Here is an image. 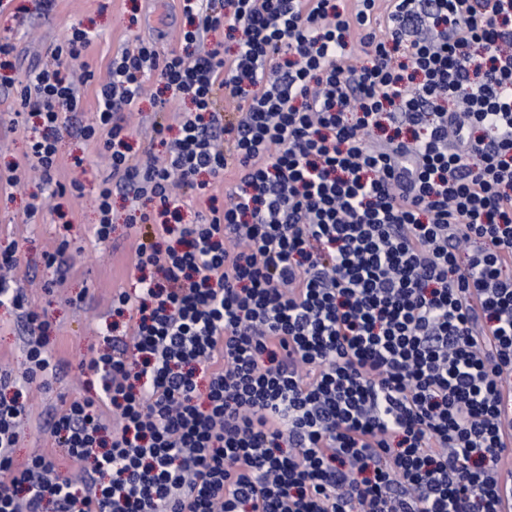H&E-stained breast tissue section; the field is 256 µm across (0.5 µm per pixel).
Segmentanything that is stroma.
I'll use <instances>...</instances> for the list:
<instances>
[{"instance_id": "35a3bbf8", "label": "stroma", "mask_w": 512, "mask_h": 512, "mask_svg": "<svg viewBox=\"0 0 512 512\" xmlns=\"http://www.w3.org/2000/svg\"><path fill=\"white\" fill-rule=\"evenodd\" d=\"M81 25L94 39L84 60L96 74H106L117 52L133 45L136 38L151 39L163 50L178 47L186 19L173 0H0V36L15 45L13 76L27 82L41 67L46 54L68 33ZM13 94L0 89V170L21 161L28 136L24 126L13 124ZM169 112L161 111L146 96L128 117L134 158L145 147L162 155L163 146H150L155 124H168ZM84 158L74 166L73 156ZM60 167L55 175L62 184L81 181L84 195L77 201L54 196L52 187L28 177L14 187H0V242L22 239L26 252L11 274L12 286L23 293L25 304L44 313L52 323L50 346L60 361V371L50 389L23 388L29 408L23 435L15 450L18 460L54 451L47 423L71 402L89 394L87 378L79 365L91 346L102 344L112 321V294L132 289L138 273L132 264L137 242L148 233L133 235L128 229L129 204L121 191L112 193V234L100 244L93 238L98 222V172L105 163L103 151L84 146L80 138L64 136L59 144ZM38 204L28 216L30 204ZM65 246L70 269L63 287H56L57 267L48 265L46 254ZM22 324L10 305H0V368L21 374L25 367Z\"/></svg>"}]
</instances>
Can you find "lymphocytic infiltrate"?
Returning a JSON list of instances; mask_svg holds the SVG:
<instances>
[{"label": "lymphocytic infiltrate", "instance_id": "f902f5d3", "mask_svg": "<svg viewBox=\"0 0 512 512\" xmlns=\"http://www.w3.org/2000/svg\"><path fill=\"white\" fill-rule=\"evenodd\" d=\"M181 2L180 48L136 39L104 81L73 73L78 27L25 85L0 79L38 120L44 182L63 135L104 139L96 240L113 190L157 207L138 290L112 296L130 337L90 349L93 396L49 425L81 482L16 464L29 410L0 371V512H505L512 0ZM150 78L194 109L136 163L123 112ZM80 81L97 110L76 127ZM229 170L223 206L181 223L176 183ZM24 253L0 247V304L46 389L51 324L1 274Z\"/></svg>", "mask_w": 512, "mask_h": 512}]
</instances>
